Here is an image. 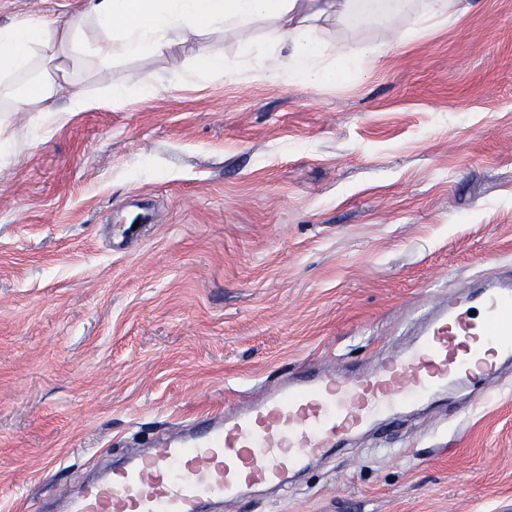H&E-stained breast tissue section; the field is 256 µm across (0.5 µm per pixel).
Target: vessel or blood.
I'll return each mask as SVG.
<instances>
[{"mask_svg":"<svg viewBox=\"0 0 512 512\" xmlns=\"http://www.w3.org/2000/svg\"><path fill=\"white\" fill-rule=\"evenodd\" d=\"M512 361V279L449 298L414 343L365 378L312 371L231 413L198 414L164 439L69 497L62 512H206L277 485L353 433L472 384Z\"/></svg>","mask_w":512,"mask_h":512,"instance_id":"obj_1","label":"vessel or blood"}]
</instances>
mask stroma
<instances>
[{
	"label": "stroma",
	"instance_id": "obj_1",
	"mask_svg": "<svg viewBox=\"0 0 512 512\" xmlns=\"http://www.w3.org/2000/svg\"><path fill=\"white\" fill-rule=\"evenodd\" d=\"M71 0H0V25ZM335 83L254 78L250 26L113 64L128 103L0 133V512L308 369L366 372L512 277V0H456ZM230 78L202 79L198 52ZM149 201L143 224L128 203ZM218 512H512V368Z\"/></svg>",
	"mask_w": 512,
	"mask_h": 512
}]
</instances>
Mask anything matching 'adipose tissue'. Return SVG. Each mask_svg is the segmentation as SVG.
I'll return each mask as SVG.
<instances>
[{"instance_id":"1","label":"adipose tissue","mask_w":512,"mask_h":512,"mask_svg":"<svg viewBox=\"0 0 512 512\" xmlns=\"http://www.w3.org/2000/svg\"><path fill=\"white\" fill-rule=\"evenodd\" d=\"M407 0H82L60 21L35 16L0 27V125L10 113L37 112L54 122L106 105L121 106L123 87L108 93L86 86L114 62L198 44L202 38L258 22L272 49L283 52L276 79L323 84L350 70L356 57L376 61L383 45L360 43L326 62L314 20L355 19L390 28Z\"/></svg>"}]
</instances>
